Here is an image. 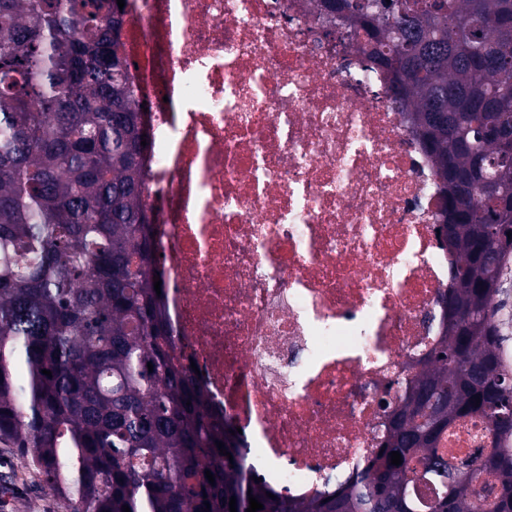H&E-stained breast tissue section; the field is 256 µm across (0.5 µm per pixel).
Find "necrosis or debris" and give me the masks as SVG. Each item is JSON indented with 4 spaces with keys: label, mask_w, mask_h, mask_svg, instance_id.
<instances>
[{
    "label": "necrosis or debris",
    "mask_w": 512,
    "mask_h": 512,
    "mask_svg": "<svg viewBox=\"0 0 512 512\" xmlns=\"http://www.w3.org/2000/svg\"><path fill=\"white\" fill-rule=\"evenodd\" d=\"M170 329L249 467L309 499L361 468L440 340L456 258L385 74L311 0H125Z\"/></svg>",
    "instance_id": "1"
}]
</instances>
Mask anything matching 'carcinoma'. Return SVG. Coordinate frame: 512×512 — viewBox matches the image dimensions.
Masks as SVG:
<instances>
[{
	"label": "carcinoma",
	"instance_id": "1",
	"mask_svg": "<svg viewBox=\"0 0 512 512\" xmlns=\"http://www.w3.org/2000/svg\"><path fill=\"white\" fill-rule=\"evenodd\" d=\"M315 2L364 34L410 108L458 264L442 339L385 404L377 451L298 500L266 496L175 353L117 0H0V442L72 512H229L232 496L246 512L250 494L261 512H512V368L495 322L512 256V0ZM466 419L494 436L477 459L439 447Z\"/></svg>",
	"mask_w": 512,
	"mask_h": 512
}]
</instances>
